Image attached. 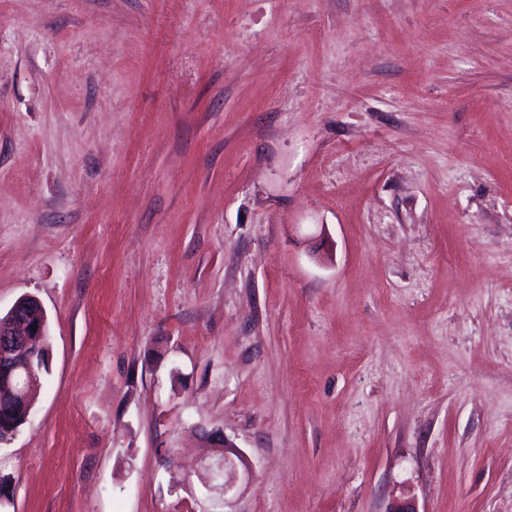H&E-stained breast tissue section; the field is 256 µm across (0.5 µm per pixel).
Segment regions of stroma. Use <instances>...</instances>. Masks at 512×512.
Instances as JSON below:
<instances>
[{
	"label": "stroma",
	"mask_w": 512,
	"mask_h": 512,
	"mask_svg": "<svg viewBox=\"0 0 512 512\" xmlns=\"http://www.w3.org/2000/svg\"><path fill=\"white\" fill-rule=\"evenodd\" d=\"M25 295L0 512H512V0H0ZM32 307L37 308L32 316L40 318L42 308L37 300L32 297H23L12 306L8 318L2 321L7 313L1 316L2 320H0V380L2 379V385L6 384L8 389H11L13 377L14 381L16 379L22 381L24 386L17 388V394L23 401L28 400V388L34 385L38 375L48 371L50 356L47 322L44 336H42L44 323L24 318L25 312L30 311ZM32 326H36V330H33ZM34 336L39 337L32 343ZM31 343L28 350L31 358L25 360V352ZM31 359L37 367V377L31 365ZM1 371L5 374L3 378H1ZM206 448H215L214 462L209 466L211 479L215 484L211 489L219 490L224 499L235 487V475L238 466L246 471L249 463L245 455L231 443L220 430L203 434Z\"/></svg>",
	"instance_id": "obj_1"
}]
</instances>
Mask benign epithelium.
<instances>
[{
	"label": "benign epithelium",
	"mask_w": 512,
	"mask_h": 512,
	"mask_svg": "<svg viewBox=\"0 0 512 512\" xmlns=\"http://www.w3.org/2000/svg\"><path fill=\"white\" fill-rule=\"evenodd\" d=\"M42 308L32 297L19 299L10 309L8 319L0 320V382L11 385L12 379L24 386L17 389L20 399L27 400L28 388L37 381L31 360L25 358L27 348L36 336L43 335L44 323L38 321ZM206 447L214 449V462L209 466L212 489L228 495L235 487L237 467L249 469L245 455L231 443L220 430L203 434Z\"/></svg>",
	"instance_id": "benign-epithelium-1"
}]
</instances>
